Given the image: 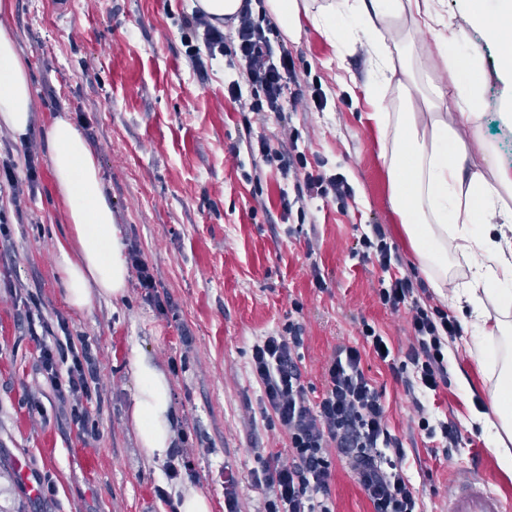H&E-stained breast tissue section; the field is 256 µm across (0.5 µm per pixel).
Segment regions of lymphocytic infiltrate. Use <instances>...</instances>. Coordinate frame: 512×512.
Returning <instances> with one entry per match:
<instances>
[{
  "mask_svg": "<svg viewBox=\"0 0 512 512\" xmlns=\"http://www.w3.org/2000/svg\"><path fill=\"white\" fill-rule=\"evenodd\" d=\"M235 27L236 45L227 48L221 27L201 11L184 16L182 26L197 41L189 55L193 71L207 77L216 52L231 51L247 81H230L227 92L235 101H247L252 112L284 116L297 108L302 91L295 61L287 46L273 47L272 24L256 19L250 4H243ZM253 89L244 97L243 85ZM24 167L0 163V188L9 187L13 198L24 188H35L40 167L34 149H26ZM304 170V191L282 195L284 216L304 214L307 201L351 195L346 180L310 165L305 152L296 150L281 160L282 175ZM362 259L377 263L388 273L377 290L379 303L391 312L408 309L412 340L406 349H387V339L371 324H363V348L397 373L406 375L408 389L435 392L450 386L444 351L461 333L460 325L436 306L422 303L425 284L417 273L391 274L395 248L383 225H371L356 242ZM127 259L135 285L145 301L162 317L174 314L168 290L137 243H129ZM18 324L34 346L41 371L55 397L68 406V419L83 443L100 437L99 420L91 408L102 399L104 385L100 363L86 336L70 332L65 319L49 322L43 312L24 308ZM305 338L300 324L285 323L281 332L258 338L251 349L250 372L263 393L264 410L288 437L287 453H268L260 460L257 485L270 489L265 512H335L332 490V458L340 456L355 475L373 512H417L418 492L404 473L403 444L390 431L382 393L362 366V348L341 346L325 369V390L318 402H310L300 360Z\"/></svg>",
  "mask_w": 512,
  "mask_h": 512,
  "instance_id": "f902f5d3",
  "label": "lymphocytic infiltrate"
}]
</instances>
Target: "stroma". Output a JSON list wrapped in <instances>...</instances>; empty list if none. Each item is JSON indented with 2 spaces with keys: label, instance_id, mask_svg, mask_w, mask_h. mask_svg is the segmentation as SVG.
<instances>
[{
  "label": "stroma",
  "instance_id": "obj_1",
  "mask_svg": "<svg viewBox=\"0 0 512 512\" xmlns=\"http://www.w3.org/2000/svg\"><path fill=\"white\" fill-rule=\"evenodd\" d=\"M436 7L465 31L464 57L478 59L456 75L460 88L482 87V131L461 130L465 163L483 168L484 140L512 163V110L503 105L508 91L496 75L497 49L470 28L459 0H436ZM192 11V0H14L12 14L0 18L29 63L38 108L27 141L0 130V162H22L30 144L44 151L49 123L68 116L98 159L120 238L137 240L179 315L175 322L159 316L133 286L118 301L97 300L83 311L68 305L58 263L69 226L48 163L40 165L35 194L22 195L20 206L0 198L9 227L0 247L12 254L0 262V512H169L156 491L179 485L201 490L211 512H224L226 468L238 480L240 512H263L268 492L252 478L257 457L287 452L288 440L266 422L250 373L256 338L292 317L303 323L301 362L313 400L324 390L336 348L361 344L362 322L375 324L393 350L411 340L408 312L379 304L381 272L353 251L369 225L381 224L396 248L393 271L417 268L390 205L385 150L369 119L378 92L372 56L348 38L358 20H344L335 40L308 26L300 43L290 44L306 100L283 122L229 98L224 85L239 76L232 55H217L207 79L193 72L178 26ZM317 89L327 97L321 110L310 99ZM260 136L276 153L298 143L327 173L343 175L354 191L346 209L316 199L308 204L310 221L283 219L280 194L295 193L303 176H282L277 165L249 154V141ZM317 271L327 290L314 287ZM31 297L47 317L62 315L72 333L88 336L98 356L104 394L101 438L92 445L68 424L17 325V306ZM457 321L462 334L448 346L451 386L439 391L432 410L461 429L452 457L435 453L419 430L403 377L363 357L405 448L403 467L419 490V512H447L451 485L474 476L512 504V477L498 469L488 436L471 422L476 398L493 389L496 377L477 348L476 321L467 313ZM182 324L195 337L187 354ZM137 351L163 368L169 357L184 358L169 378L194 472L174 481L164 463L141 453L129 425ZM24 474L53 484L54 495H31ZM331 488L335 512H372L345 461L334 460Z\"/></svg>",
  "mask_w": 512,
  "mask_h": 512
}]
</instances>
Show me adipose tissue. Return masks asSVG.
<instances>
[{"mask_svg":"<svg viewBox=\"0 0 512 512\" xmlns=\"http://www.w3.org/2000/svg\"><path fill=\"white\" fill-rule=\"evenodd\" d=\"M462 7L473 26L498 48L497 74L512 87V0H495L484 11L464 0ZM263 8L282 35L296 42L304 26L327 38L336 36L337 12L357 14V40L373 56V78L382 86L395 85L397 74L410 73V84L397 85L398 101L375 98L370 115L386 145L390 202L399 216L421 272L430 287L446 295L449 307H471L484 319L483 333L498 347L495 371L498 386L488 400L491 415H475L491 438L498 468L512 475V240H493L464 234L475 221L512 224V166L492 146H484V170L465 165V141L456 121L480 134L482 90H461L455 82L458 62L438 46L415 49L414 31L437 17L427 0H264ZM37 110L28 77V62L14 39L0 29V129L25 137ZM50 171L55 194L67 210L75 252L62 254L59 270L66 283L68 305L78 311L95 299L125 296L128 268L112 204L103 192L100 166L88 142L72 123L56 116L47 131ZM456 240L462 253L476 257L465 288L448 286V242ZM501 282L498 318L488 319L485 285ZM135 380L130 419L137 444L148 459H166L176 443L171 382L150 357L135 353Z\"/></svg>","mask_w":512,"mask_h":512,"instance_id":"1","label":"adipose tissue"}]
</instances>
